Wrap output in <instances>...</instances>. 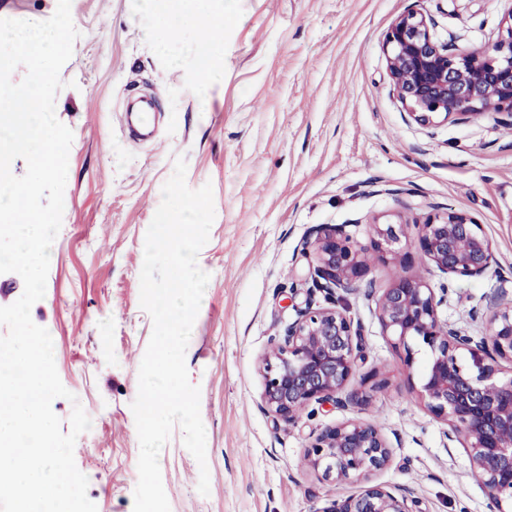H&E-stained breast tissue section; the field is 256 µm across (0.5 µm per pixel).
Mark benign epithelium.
Segmentation results:
<instances>
[{"label": "benign epithelium", "instance_id": "7a95c632", "mask_svg": "<svg viewBox=\"0 0 512 512\" xmlns=\"http://www.w3.org/2000/svg\"><path fill=\"white\" fill-rule=\"evenodd\" d=\"M432 19L420 10L399 15L386 31L382 49L393 93L406 114L426 125L437 119L467 120L475 111H505L512 117V12L497 39L467 51L440 44ZM415 236L407 237L408 225ZM413 242L417 253L448 279L480 277L496 263L482 225L463 211L448 209L422 218L371 222L370 247L346 232V225L314 231L308 242L314 258L313 289L326 304H306L281 338L272 339L259 361L264 409L290 425L312 404H359L346 394L364 360L361 326L338 292L366 281L375 261L405 266ZM448 289L436 294L425 282L398 276L377 298L378 319L406 363L414 347L429 356L420 374L418 397L448 425V440L466 449L471 473L482 483L495 512H512V300L490 307L488 334L470 336L441 319L438 308ZM308 466L338 484L356 483L355 493L324 512H425L372 475L390 462V445L376 425L349 418L318 433L305 452Z\"/></svg>", "mask_w": 512, "mask_h": 512}]
</instances>
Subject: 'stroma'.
Masks as SVG:
<instances>
[{"mask_svg": "<svg viewBox=\"0 0 512 512\" xmlns=\"http://www.w3.org/2000/svg\"><path fill=\"white\" fill-rule=\"evenodd\" d=\"M430 15L438 41L459 48L495 40L512 0H212L232 20L215 64L199 79L197 36L167 0H71L79 33L60 72L57 119L73 132L62 226L50 250L44 297L31 318L52 330L59 378L71 399L52 403L62 430L74 404L96 425L75 444L97 512H133L139 439L131 404L153 323L140 306L145 236L177 158L196 190L211 185L215 218L197 264L210 280L186 350L200 388L210 492L174 428L159 455L171 512H323L355 493L310 469L313 435L358 417L382 429L390 465L376 482L421 500L424 512H491L468 456L416 394L421 365L406 368L368 288L397 276L448 285L440 316L473 336L489 305L512 296V117L487 113L420 125L390 91L385 31L408 9ZM154 97V141L130 137L120 109L129 91ZM463 210L483 225L497 259L480 277L450 281L422 257L375 263L346 295L362 328L358 406H315L297 423L262 408L259 357L284 335L310 294L305 242L322 224H345L368 245L372 218ZM376 372L384 388L364 375Z\"/></svg>", "mask_w": 512, "mask_h": 512, "instance_id": "obj_1", "label": "stroma"}]
</instances>
